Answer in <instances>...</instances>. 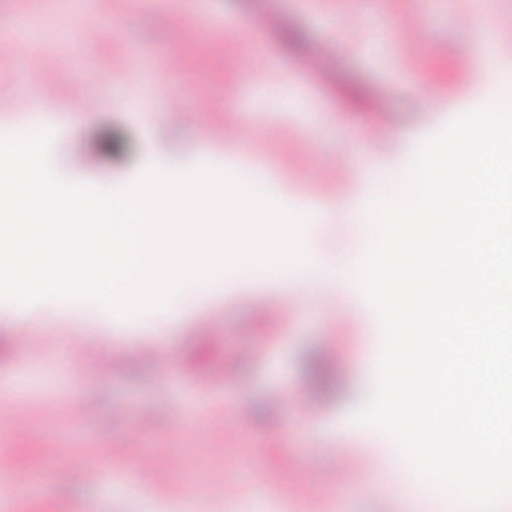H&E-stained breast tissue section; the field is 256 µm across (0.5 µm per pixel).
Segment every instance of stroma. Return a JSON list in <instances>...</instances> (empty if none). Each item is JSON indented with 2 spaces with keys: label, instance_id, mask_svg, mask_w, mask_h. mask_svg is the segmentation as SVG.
Instances as JSON below:
<instances>
[{
  "label": "stroma",
  "instance_id": "stroma-1",
  "mask_svg": "<svg viewBox=\"0 0 512 512\" xmlns=\"http://www.w3.org/2000/svg\"><path fill=\"white\" fill-rule=\"evenodd\" d=\"M264 0H0V32L14 30L23 51L0 43V126L55 127L51 163L65 178L93 187L132 183L153 155L175 169L198 153L265 168L282 194L348 177L364 187L367 170L399 176L400 134L428 137L448 115L433 109L440 42L468 61L467 88L446 97L461 112L485 107L491 65L512 49L484 46L483 27H512V0H283L277 20L255 29ZM304 32L291 50L284 28ZM223 39L224 54L210 44ZM180 55L184 70L168 71ZM316 67H309V60ZM368 101L355 106L350 85ZM199 110L198 126H156L171 100ZM44 112L30 114L31 106ZM328 221L304 227L313 252H331L337 268L355 256L353 224L340 198L323 193ZM289 288L257 291L245 279L226 293L223 275L185 288L182 320L166 326L142 317L124 323L86 302L34 304L29 335L42 349L16 344L10 304L0 301V482L17 487L0 512H144L146 505L207 504L206 488L232 483L225 512H420L428 483L394 452L377 428L351 414L369 397L383 325L359 290L318 293L305 272ZM253 348L241 362L238 345ZM336 351L342 392L333 400L287 395L309 386L307 350ZM165 363H158V356ZM97 404L75 423L76 398ZM272 415L237 429L239 401ZM131 486L113 494L97 479L74 483L96 451ZM157 480L136 487L145 455Z\"/></svg>",
  "mask_w": 512,
  "mask_h": 512
}]
</instances>
